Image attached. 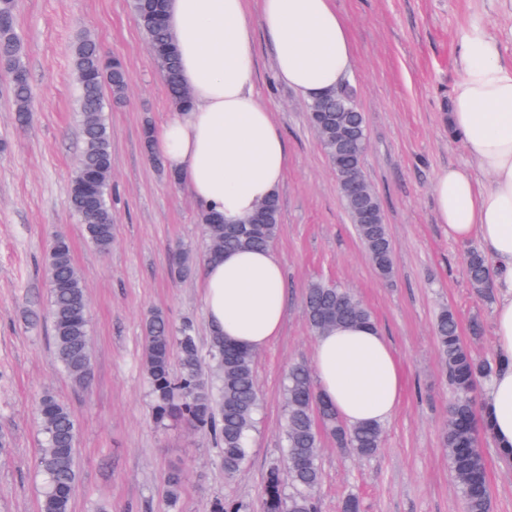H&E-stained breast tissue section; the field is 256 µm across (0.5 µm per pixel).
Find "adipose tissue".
Returning <instances> with one entry per match:
<instances>
[{"label":"adipose tissue","mask_w":512,"mask_h":512,"mask_svg":"<svg viewBox=\"0 0 512 512\" xmlns=\"http://www.w3.org/2000/svg\"><path fill=\"white\" fill-rule=\"evenodd\" d=\"M257 23L275 47L278 79L305 98L335 88L354 63L332 0H260L255 23L246 0H169L166 25L190 99L153 130V150L201 210L228 224L277 192L288 166L273 115L255 93ZM451 100L449 127L474 166L440 170L432 190L449 237L479 240L492 263L498 366L481 416L496 448L512 454V66L481 28L464 39ZM202 288L210 330L255 351L278 336L285 288L272 249L208 256ZM313 365L319 391L346 424L385 422L400 403L402 374L379 329L317 337Z\"/></svg>","instance_id":"obj_1"}]
</instances>
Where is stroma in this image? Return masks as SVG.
Returning a JSON list of instances; mask_svg holds the SVG:
<instances>
[{
	"label": "stroma",
	"mask_w": 512,
	"mask_h": 512,
	"mask_svg": "<svg viewBox=\"0 0 512 512\" xmlns=\"http://www.w3.org/2000/svg\"><path fill=\"white\" fill-rule=\"evenodd\" d=\"M346 21L355 64L348 77L366 116L364 174L376 191L395 256L380 277L357 236L307 112V101L275 76V48L254 30L256 93L288 146L278 195L281 215L272 249L285 279L279 335L257 351L261 397L250 458L236 475L220 464L206 432L161 426L151 413L143 373L142 324L150 311L173 323L193 320L201 343L210 330L200 274L181 279L171 253L189 248L203 266L208 240L186 189L170 182L146 153V125L172 108L160 70L137 27L129 0H15L20 63L31 89L27 126L15 122L11 73L0 63V512H39L35 470L42 437L34 403L46 391L68 402L79 428L78 480L71 512H170L166 475L186 474L179 512H211L235 499L260 512L268 468L284 448L283 380L290 366L311 364L315 337L304 314L311 282L351 289L386 336L403 377L380 452L355 459L321 439L320 512H340L356 494L362 512H464L443 446L453 393L437 351L434 322L451 307L472 353L493 359L494 301L469 286L464 257L478 240L459 242L439 224L436 173L471 162L448 126L451 88L460 74L462 37L481 24L512 65V0H333ZM90 35L128 74L123 100L107 101L112 136V249L88 241L73 213L70 183L83 149L76 106L74 47ZM64 237L90 300L94 379L75 391L49 342L45 254ZM483 325L471 333L473 321ZM491 512H512V462L492 440L482 444Z\"/></svg>",
	"instance_id": "35a3bbf8"
}]
</instances>
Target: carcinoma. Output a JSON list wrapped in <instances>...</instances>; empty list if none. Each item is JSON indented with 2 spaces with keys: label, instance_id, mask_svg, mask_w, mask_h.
I'll return each instance as SVG.
<instances>
[{
  "label": "carcinoma",
  "instance_id": "1",
  "mask_svg": "<svg viewBox=\"0 0 512 512\" xmlns=\"http://www.w3.org/2000/svg\"><path fill=\"white\" fill-rule=\"evenodd\" d=\"M167 0H131L134 21L145 36L148 49L165 80L173 105H183L189 97L183 85L177 49L165 26ZM21 39L14 26L0 27V57L24 71L19 63ZM78 84V112L84 149L71 180L70 203L86 236L100 251L112 248L113 224L110 201L112 177L111 133L104 112V88L120 101L128 76L123 64L105 59L98 42L83 37L75 49ZM28 79L13 82V110L20 124L29 119ZM358 90L342 84L337 91L325 93L308 102L309 121L318 134L328 158L346 155L345 166L336 170L338 181L347 171L364 174L368 147L367 127L362 112H338L336 103L357 105ZM349 131L359 143L354 150L344 142L340 130ZM345 209L357 235L378 273L389 278L394 271L392 244L386 224H364L359 213L381 210L372 187L367 195L354 199L342 195ZM264 223L247 219L224 230V218L213 213L199 214L209 243V252L262 249L272 245L280 223L279 198L274 196L259 206ZM470 287L481 298L493 295L492 266L477 249L466 256ZM176 276L186 278L194 271L189 253L177 249L172 257ZM50 280L49 318L55 357L72 385L89 388L93 379L89 325V301L82 278L63 238H55L47 256ZM305 318L311 332L318 336L338 327L375 322L371 311L347 288L333 283H311L305 297ZM144 372L150 389L156 423H184L203 430L220 448L224 472L233 476L249 460V436L257 423L260 397L256 381L255 352L218 334H211L207 353H202L196 328L191 320L173 324L161 311L150 312L143 323ZM435 335L438 353L449 385L455 393L448 409V425L443 444L454 482L463 498L466 512H490L491 492L485 477V459L481 448L489 436L488 427L477 417L475 392L481 382L490 379L496 365L475 358L458 332L455 312L445 307L437 314ZM178 353L180 368L173 373L172 353ZM213 362L205 372L202 360ZM284 466L270 468L261 503V512H320L317 491L322 480L320 441L326 433L339 447L367 459L378 453L383 427L379 424L348 426L336 415L333 406L320 396L310 368L295 364L284 383ZM38 424L43 436L36 467L44 476L40 512H71L77 481L75 448L78 428L71 408L51 393L39 397ZM288 473L290 488H285L281 469ZM184 483L180 471L167 480L166 496L171 512H177ZM211 512H247L246 505L233 499L217 498Z\"/></svg>",
  "mask_w": 512,
  "mask_h": 512
}]
</instances>
